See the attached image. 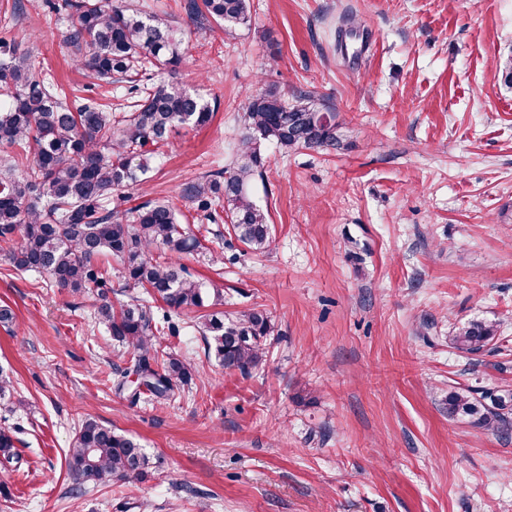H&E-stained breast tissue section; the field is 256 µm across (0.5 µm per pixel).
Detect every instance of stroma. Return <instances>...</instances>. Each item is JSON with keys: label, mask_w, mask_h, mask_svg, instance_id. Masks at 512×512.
<instances>
[{"label": "stroma", "mask_w": 512, "mask_h": 512, "mask_svg": "<svg viewBox=\"0 0 512 512\" xmlns=\"http://www.w3.org/2000/svg\"><path fill=\"white\" fill-rule=\"evenodd\" d=\"M132 2L169 14L176 74L214 114L171 133L114 208L173 200L211 246L216 225L181 189L231 163L245 96L269 86L335 108L342 146L263 145L267 251L228 233L223 261L184 257L226 316L264 311L276 334L244 375L208 355L196 310L173 313L157 349L195 373L164 405L113 388L120 360L88 300L0 256V367L16 379L0 426L29 465L0 512H512V434L447 410L457 386L512 389V0H249V26L205 41L186 0ZM63 3L23 0L0 33L92 97ZM474 319L500 329L464 354L450 338ZM90 416L142 445L147 478L73 492L65 454Z\"/></svg>", "instance_id": "stroma-1"}]
</instances>
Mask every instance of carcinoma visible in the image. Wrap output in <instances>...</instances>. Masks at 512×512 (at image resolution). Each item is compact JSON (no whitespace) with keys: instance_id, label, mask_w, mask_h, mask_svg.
Instances as JSON below:
<instances>
[{"instance_id":"carcinoma-1","label":"carcinoma","mask_w":512,"mask_h":512,"mask_svg":"<svg viewBox=\"0 0 512 512\" xmlns=\"http://www.w3.org/2000/svg\"><path fill=\"white\" fill-rule=\"evenodd\" d=\"M68 27L64 41L76 64L99 81L101 91L76 106L63 102L62 90L34 75L31 52L14 39H0V149H13L0 173V250L16 270L43 274L72 296L92 300L95 323L112 336L118 357L131 366L119 372L116 389L137 375L129 397L149 392L168 401L189 383L193 366L172 355L161 360L157 335L177 332L171 316L155 314L138 297L114 310L107 271L98 259L110 255L122 266L128 285L149 290L152 301L172 310L205 308L222 302L218 288H207L180 263L201 248L179 221L168 200L148 201L127 213L111 207L112 195L140 185L151 170L155 146L174 129L207 125L213 111L176 76L182 41L166 19L143 15L112 0H65ZM205 9L225 34L250 25L249 0H190L191 16ZM127 84L132 112L112 122V84ZM337 113L320 107L309 94L294 103L274 89L246 97L244 131L233 162L184 188L183 198L207 220L229 222L244 245L267 248L270 225L252 194L261 174L262 142L281 150H328L340 144ZM20 242H14L15 233ZM163 249L167 258L154 259ZM203 338H211L214 356L228 370L247 373L260 360L275 327L266 313L253 309L237 319L216 313L200 316ZM497 326L472 320L457 328L454 348L471 354L484 350ZM512 392L501 395L459 387L448 392V417H467L495 433L512 430L503 412ZM15 430L0 427V494H7V474L20 462ZM67 472L81 490L85 484L110 485L146 478L150 458L138 441L88 418L67 450Z\"/></svg>"}]
</instances>
